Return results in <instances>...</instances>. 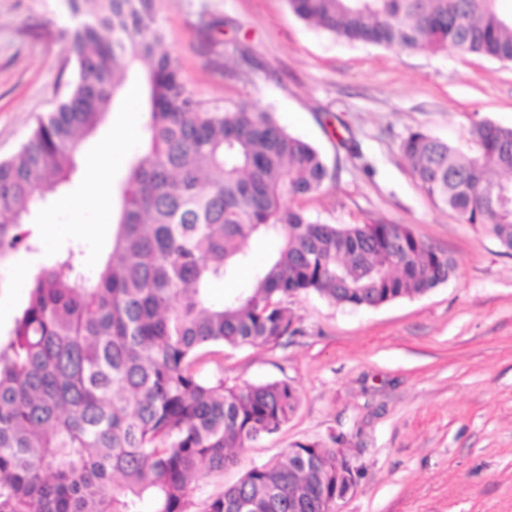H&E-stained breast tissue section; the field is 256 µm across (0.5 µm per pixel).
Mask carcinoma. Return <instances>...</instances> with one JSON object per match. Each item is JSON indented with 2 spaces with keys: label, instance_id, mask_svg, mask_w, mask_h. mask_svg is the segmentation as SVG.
Wrapping results in <instances>:
<instances>
[{
  "label": "carcinoma",
  "instance_id": "carcinoma-1",
  "mask_svg": "<svg viewBox=\"0 0 512 512\" xmlns=\"http://www.w3.org/2000/svg\"><path fill=\"white\" fill-rule=\"evenodd\" d=\"M299 19L352 43L512 62L500 0H287ZM74 77L28 140L0 160V263L36 250L32 204L69 181L81 139L142 63L144 141L121 190L112 250L87 275L68 249L31 276L0 335V512H297L347 480L336 449L296 442L203 499L230 450L288 423L283 381L224 386L202 374L224 346L298 332L289 299L380 307L445 283L456 263L408 224H324L293 205L329 177L319 151L273 113L187 91L154 0H68ZM468 156L423 130L401 142L421 190L512 251V127L474 123ZM268 240L252 265L245 243ZM253 266L221 300L214 284ZM304 451L318 465L298 470Z\"/></svg>",
  "mask_w": 512,
  "mask_h": 512
}]
</instances>
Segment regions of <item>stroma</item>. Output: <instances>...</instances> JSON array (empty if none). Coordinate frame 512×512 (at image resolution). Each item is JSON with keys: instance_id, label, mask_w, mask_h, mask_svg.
I'll list each match as a JSON object with an SVG mask.
<instances>
[{"instance_id": "1", "label": "stroma", "mask_w": 512, "mask_h": 512, "mask_svg": "<svg viewBox=\"0 0 512 512\" xmlns=\"http://www.w3.org/2000/svg\"><path fill=\"white\" fill-rule=\"evenodd\" d=\"M187 90L218 105L252 104L314 144L331 174L300 205L328 224H408L457 263L449 280L377 308L310 294L290 301L298 334L280 344L224 347L202 367L227 386L283 381L300 402L274 435L235 450L205 486L213 493L294 442L340 444L359 469L335 512H512V253L479 226L436 207L400 144L423 130L476 154L468 131L512 127V62L450 47L435 53L351 44L307 25L287 0H155ZM209 16L218 27L201 29ZM63 0H0V159L23 144L71 79ZM123 98L84 140L81 164L105 140L124 152L109 181L113 206L141 136L126 133ZM84 189L79 167L37 203L29 268L66 248L95 271L113 224L59 208ZM55 225L45 231V215ZM83 225L75 235L74 225Z\"/></svg>"}]
</instances>
